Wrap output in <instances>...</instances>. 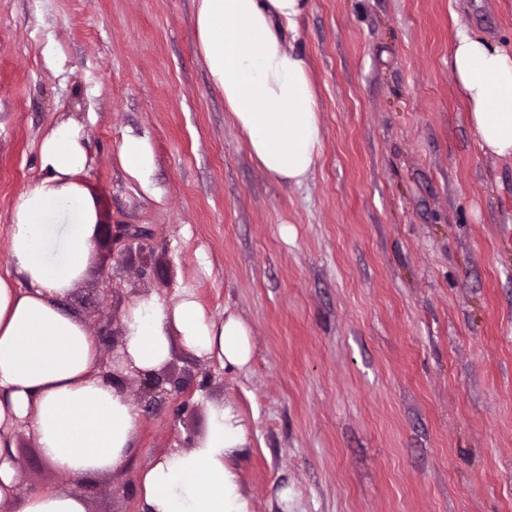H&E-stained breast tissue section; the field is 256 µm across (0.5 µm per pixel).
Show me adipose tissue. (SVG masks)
Returning <instances> with one entry per match:
<instances>
[{"label":"adipose tissue","mask_w":512,"mask_h":512,"mask_svg":"<svg viewBox=\"0 0 512 512\" xmlns=\"http://www.w3.org/2000/svg\"><path fill=\"white\" fill-rule=\"evenodd\" d=\"M194 28L211 84L251 158L287 185L303 183L321 156L317 90L303 56L287 47L308 0H196ZM484 153L512 161V48L457 30L448 55ZM119 159L142 186L155 169L145 138L125 137ZM88 148L77 123H54L39 146V177L14 199L0 275V512H87L76 490L20 496L13 454L18 429L70 479L105 474L129 460L139 412L100 374V344L65 301L90 264L99 215L80 180ZM128 371H158L174 345L245 369L251 328L238 315L215 319L194 288L167 304L145 297L123 319ZM249 429L232 403L212 405L206 433L191 447L155 458L138 479L145 512H254L241 484Z\"/></svg>","instance_id":"adipose-tissue-1"}]
</instances>
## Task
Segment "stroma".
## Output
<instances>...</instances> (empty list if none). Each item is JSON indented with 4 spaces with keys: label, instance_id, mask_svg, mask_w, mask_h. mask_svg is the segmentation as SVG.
<instances>
[{
    "label": "stroma",
    "instance_id": "35a3bbf8",
    "mask_svg": "<svg viewBox=\"0 0 512 512\" xmlns=\"http://www.w3.org/2000/svg\"><path fill=\"white\" fill-rule=\"evenodd\" d=\"M194 11L0 0V274L12 202L45 131L71 118L101 223L150 231L120 260L96 245L67 301L102 338V376L128 307L187 284L215 318H244L254 348L240 372L175 348L150 395L125 374L142 421L109 474L71 481L18 431L21 493L73 486L87 512H142L139 472L230 401L254 512H512V162L481 150L448 74L457 29L512 44V0H309L291 44L322 154L288 187L211 87ZM128 134L154 151L152 191L119 161Z\"/></svg>",
    "mask_w": 512,
    "mask_h": 512
}]
</instances>
